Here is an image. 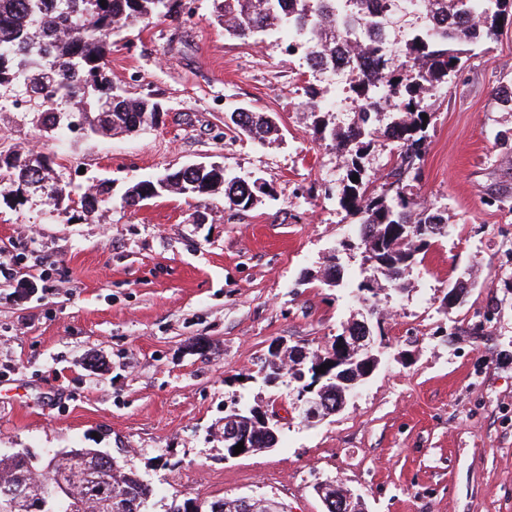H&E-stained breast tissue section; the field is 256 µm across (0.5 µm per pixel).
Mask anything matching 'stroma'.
<instances>
[{"label":"stroma","mask_w":512,"mask_h":512,"mask_svg":"<svg viewBox=\"0 0 512 512\" xmlns=\"http://www.w3.org/2000/svg\"><path fill=\"white\" fill-rule=\"evenodd\" d=\"M192 21H136L112 38L108 74L163 105L158 127L65 137L33 113L0 112V152L54 154L82 194L111 186V208L0 199V456L97 448L149 480V512L172 502L269 496L288 512H323L316 487L350 490L367 512H512V161L501 133L512 110V24L467 46L447 92L431 100L421 177L411 190L441 211L448 233L382 289L386 348L344 408L310 424L292 414L271 449L224 457V414L247 400L292 404L291 387L257 375L270 347L328 348L366 312L351 292L364 275L356 221L336 201L344 156L315 135L308 90L352 106L335 80L287 39L225 36L213 0ZM272 117L259 141L229 130L235 109ZM219 163L226 178L268 188L245 211L221 197L206 221L176 197L139 210L122 197L166 169ZM491 192L507 206H486ZM339 263L344 284L325 283ZM466 282L461 303L441 299Z\"/></svg>","instance_id":"35a3bbf8"}]
</instances>
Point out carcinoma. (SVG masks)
<instances>
[{
	"label": "carcinoma",
	"mask_w": 512,
	"mask_h": 512,
	"mask_svg": "<svg viewBox=\"0 0 512 512\" xmlns=\"http://www.w3.org/2000/svg\"><path fill=\"white\" fill-rule=\"evenodd\" d=\"M217 20L224 31L239 39L262 33L288 30L312 66H318L337 41L360 32L356 45L359 63L349 84L351 99L358 104L359 120L345 128L331 130L336 149L350 157L351 167L338 190L341 209L357 218L359 242L364 246V263L383 276L394 291L403 290L406 273L432 241L448 234L443 216L424 208L405 191L403 178L421 160L427 127L423 116H432L426 97L448 86V77L460 68L455 46L462 43L494 41L501 23L512 21V0H405L406 7L427 11L442 19L458 17L453 28L427 31L414 26L406 35L404 49L384 47L365 37L380 21L370 16L367 0H214ZM183 10V0H0V89L27 98L31 111L39 113L40 124L61 129L60 112L82 115L88 133L112 136L143 129L153 121L156 100L132 97L118 91L106 71L112 52V35L131 21L170 17ZM230 119L241 135L263 138L272 131V121L246 108L237 109ZM392 112L395 118L376 126L379 114ZM383 136L396 144L393 166L387 173L388 189L380 194L363 180L360 160L375 140ZM55 159L48 153L1 154L0 197L19 205L32 197L58 213L80 204L86 211L104 200L109 189L100 184L81 198L73 197L69 184L57 175ZM165 181L144 180L129 189L124 203L130 208L162 196L175 195L186 202H202L217 194L231 209L244 210L253 204L254 183L224 177V168L210 164L202 168H169ZM263 365L273 374L297 382L305 370L291 355ZM368 354L347 351L323 380L333 399L362 378ZM84 468L69 473L67 481L73 500L64 501L55 512H114L113 500L131 497L147 500L153 485L140 474L126 470L119 458L104 479L88 478L94 469L96 450L81 448ZM28 455L0 457V512H29L30 502L40 498L55 502L53 495L59 468L31 463L38 471L28 477ZM26 477L27 499L7 496L21 477Z\"/></svg>",
	"instance_id": "obj_1"
}]
</instances>
